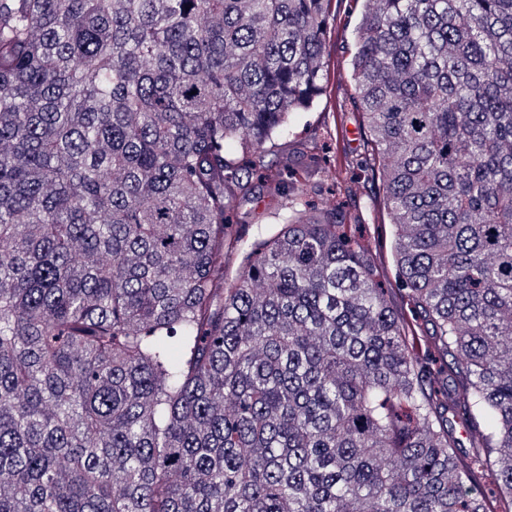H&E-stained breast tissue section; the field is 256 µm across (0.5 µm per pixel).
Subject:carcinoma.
Masks as SVG:
<instances>
[{"mask_svg": "<svg viewBox=\"0 0 512 512\" xmlns=\"http://www.w3.org/2000/svg\"><path fill=\"white\" fill-rule=\"evenodd\" d=\"M327 2L0 0V512H512V0H364L408 311L301 198L226 273Z\"/></svg>", "mask_w": 512, "mask_h": 512, "instance_id": "carcinoma-1", "label": "carcinoma"}]
</instances>
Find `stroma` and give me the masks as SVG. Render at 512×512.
<instances>
[{"instance_id": "obj_1", "label": "stroma", "mask_w": 512, "mask_h": 512, "mask_svg": "<svg viewBox=\"0 0 512 512\" xmlns=\"http://www.w3.org/2000/svg\"><path fill=\"white\" fill-rule=\"evenodd\" d=\"M362 10V0H329L324 91L309 111L294 114L287 130L264 147L266 160L277 163L286 175L277 183L250 175L246 198L231 209L228 219L233 231L250 243L280 223L296 197L319 210L341 211L344 223L361 236L397 305L401 299L394 290L392 217L381 180L370 169L366 122L351 77Z\"/></svg>"}]
</instances>
